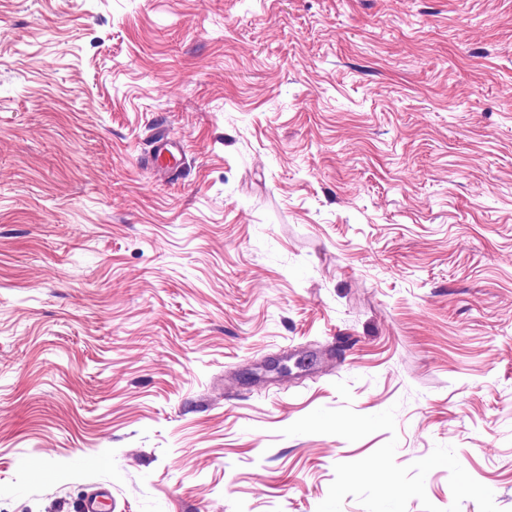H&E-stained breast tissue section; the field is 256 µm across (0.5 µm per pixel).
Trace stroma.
<instances>
[{"mask_svg":"<svg viewBox=\"0 0 512 512\" xmlns=\"http://www.w3.org/2000/svg\"><path fill=\"white\" fill-rule=\"evenodd\" d=\"M347 404L512 512V0H0V512H317ZM150 158L153 167L163 173L183 166L182 153L177 144L162 136L152 143ZM112 509V494L108 488L101 486L83 499L75 512H112Z\"/></svg>","mask_w":512,"mask_h":512,"instance_id":"35a3bbf8","label":"stroma"}]
</instances>
